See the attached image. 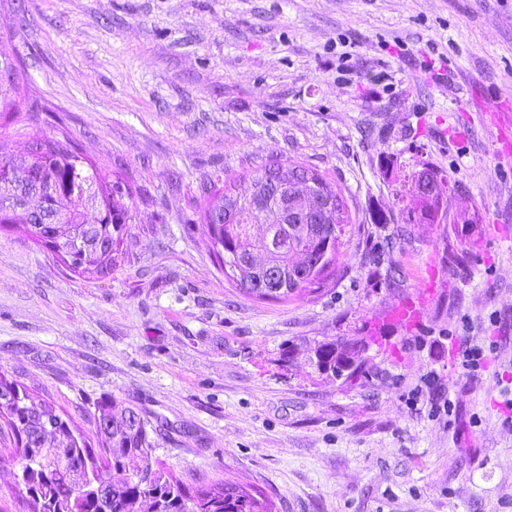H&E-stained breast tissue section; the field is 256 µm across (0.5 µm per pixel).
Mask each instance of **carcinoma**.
Wrapping results in <instances>:
<instances>
[{
  "label": "carcinoma",
  "instance_id": "1",
  "mask_svg": "<svg viewBox=\"0 0 512 512\" xmlns=\"http://www.w3.org/2000/svg\"><path fill=\"white\" fill-rule=\"evenodd\" d=\"M21 80L17 71L0 80V117L10 120L16 114ZM40 140L43 151L31 154V162L22 169L0 159V169L13 168V185L0 186V200L13 196L18 203L8 212L0 207V228L9 224H39L41 229L30 232V237L52 250L55 245L52 217L62 211L67 215V223L80 224L83 222L81 207L86 202L100 212V221L107 222V226L94 228L92 232L110 233L112 239L102 256L81 271L101 273L110 269L118 258L127 225L137 218L135 208L120 202L130 193L120 181H112L102 174L77 148L46 135ZM283 166L290 175L296 172L306 175L314 194L340 199V204L333 206L331 218V223L339 226V234L332 237L330 256L314 274L300 281L293 278L291 265L295 255L302 249H311L296 225L270 224L268 237L256 242L246 222L214 224L213 214L227 208L246 212L255 220L267 216L268 195L264 193L267 165L258 166L222 188L208 189L200 217L208 228L209 246L221 261L224 276L250 297L279 302L301 296L328 277L341 234L352 221L343 192L332 186L325 175L299 161L288 160ZM35 171L54 181L60 191L53 205L40 215L29 212V200L25 198ZM254 251L265 252L269 261L284 269L283 279L277 284L278 293L259 291L265 273L248 262ZM0 389L15 393L11 403L0 404V418L16 439L11 459L20 467V473L14 494L22 500L27 512H141L145 503L149 512H273L271 500L260 493L254 495L240 485L219 482L194 488L185 486L155 455L149 422L134 409L120 408L108 398L98 401L96 408L112 415V430L98 436L95 448L74 433L69 422L51 404L34 397L1 372ZM47 422L57 425L56 434L48 441L41 434ZM77 471L87 472L88 478L81 483L71 480V474ZM113 471L123 473L124 477L112 481Z\"/></svg>",
  "mask_w": 512,
  "mask_h": 512
}]
</instances>
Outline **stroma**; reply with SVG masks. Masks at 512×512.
I'll return each instance as SVG.
<instances>
[{
	"label": "stroma",
	"mask_w": 512,
	"mask_h": 512,
	"mask_svg": "<svg viewBox=\"0 0 512 512\" xmlns=\"http://www.w3.org/2000/svg\"><path fill=\"white\" fill-rule=\"evenodd\" d=\"M1 49L47 113L0 126V158L68 135L138 219L104 275L0 230V370L90 440L99 399L136 408L185 485L278 512H512V164L457 109L512 99V0H0ZM271 158L352 214L334 278L285 303L237 291L199 220L206 188ZM426 167L458 186L435 224L408 216ZM433 272L417 329H375ZM459 336L492 346L479 371ZM336 339L366 344L352 376L309 361Z\"/></svg>",
	"instance_id": "1"
}]
</instances>
